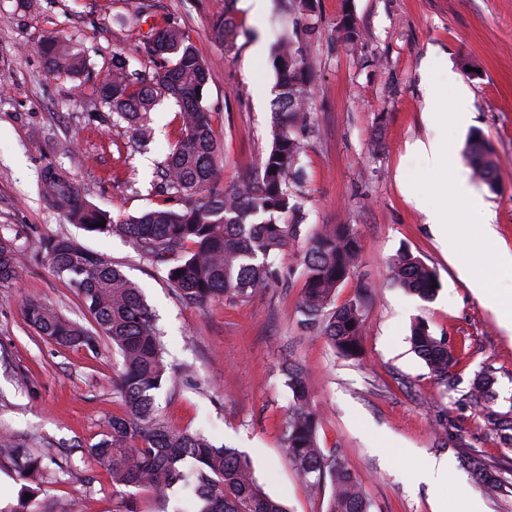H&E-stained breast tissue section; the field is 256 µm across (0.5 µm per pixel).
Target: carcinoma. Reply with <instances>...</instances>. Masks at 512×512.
<instances>
[{
  "instance_id": "cac0c4a2",
  "label": "carcinoma",
  "mask_w": 512,
  "mask_h": 512,
  "mask_svg": "<svg viewBox=\"0 0 512 512\" xmlns=\"http://www.w3.org/2000/svg\"><path fill=\"white\" fill-rule=\"evenodd\" d=\"M294 26L282 30L273 45L272 67L278 77L272 101L270 144L260 166L229 188H218L221 147L202 102L210 80L205 60L190 36L171 23L150 30L137 44L152 69L132 72L129 56L112 58V69L100 81V99L129 125L136 138L151 136L150 113L161 98L180 107L181 135L161 170L167 193L184 198L182 208H156L137 217L116 220L93 206L62 170L46 166L39 189L48 207L68 221L97 234L131 239L149 261L163 265L179 300L199 306L220 298H244L278 280L277 259L295 244L304 243L303 294L297 308L300 325L325 337L346 358L361 352L363 314L351 302L331 308L336 290L358 264L361 243L350 224H303V135L312 112V67L308 44L317 32L311 0H283ZM50 68L75 79L86 69L84 55L64 40L53 39L46 49ZM465 158L473 175L490 192H499L497 163L481 132L467 140ZM106 221L102 227L97 223ZM48 265L80 299L93 317L91 333L47 304L22 301L27 324L40 336L64 347L94 349L99 337L112 342L122 358L114 386L124 405L108 421L103 437L88 454L112 478V486H136L166 498L179 485L190 512H287L285 506L258 483L250 461L237 449L216 446L202 430L176 431L158 413L156 392L175 384L177 373L165 360L162 330L140 287L106 257L74 239L45 242ZM23 254L10 238L0 235V289L20 277ZM392 280L423 300L435 297V272L409 251L391 261ZM413 351L433 377L449 386L459 363L444 338L431 334L418 321L411 327ZM292 395V412L283 434L288 460L298 476L316 489L330 487L325 512H368L361 483L337 450L319 446V415L310 403L307 373L297 365L284 369ZM494 380L480 376L469 400L477 413L487 409ZM21 478L39 474V457L0 435ZM462 465L482 483L494 481L485 458L466 454Z\"/></svg>"
}]
</instances>
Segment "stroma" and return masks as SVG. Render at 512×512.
<instances>
[{
    "mask_svg": "<svg viewBox=\"0 0 512 512\" xmlns=\"http://www.w3.org/2000/svg\"><path fill=\"white\" fill-rule=\"evenodd\" d=\"M131 0H0V233L15 238L26 266L14 287L0 289V432L44 454L37 499L71 512H118L122 498L137 512H180V494L158 501L136 487L115 493L109 474L88 455L123 402L112 386L122 359L107 339L96 349L62 348L37 336L21 303L34 298L94 329L79 298L51 272L45 240L70 236L104 253L142 289L164 331L166 358L189 381L161 391V417L176 430L204 428L216 445L246 454L264 490L289 512H325L327 493L311 491L289 464L283 441L291 396L285 362L301 365L320 414L318 442L340 449L361 482L371 512H465L457 496L469 487L483 512H512V442L475 414L467 394L481 374L495 381L490 410L512 421V334L469 288L442 252L432 225L407 197L400 173L424 165L407 142L430 133L423 74L432 60L447 63L467 89L470 121L457 127L450 147L463 157L480 130L498 163L499 193L481 183V215L494 219L500 244L512 251V0H313L318 34L309 48L313 67V125L303 147L307 221L350 224L361 241L357 267L338 288L335 306L360 301L362 355L338 354L324 337L297 322L304 277L301 251L280 260L278 283L250 297L184 306L164 267L143 258L131 241L89 233L45 207L38 175L62 169L88 201L126 218L178 199L160 188L161 164L180 135L178 107L165 99L151 114L149 141L137 144L115 123L96 87L116 52L128 53L152 26L185 29L211 79L204 106L222 148L220 186L254 171L269 146L270 98L276 75L268 49L277 30L291 25L277 0L252 17L241 0H152L139 21L122 25ZM351 13L362 33L350 45L340 28ZM236 24L232 43L215 30L219 16ZM70 41L86 58L78 79L53 72L40 53L49 38ZM262 47L254 57V47ZM378 150H371L372 142ZM411 251L440 282L425 301L397 288L389 263ZM424 320L432 335L464 346L453 390L431 376L413 352L410 329ZM478 452L497 471L494 486L472 484L460 465ZM447 459V484L435 488L420 469Z\"/></svg>",
    "mask_w": 512,
    "mask_h": 512,
    "instance_id": "1",
    "label": "stroma"
}]
</instances>
